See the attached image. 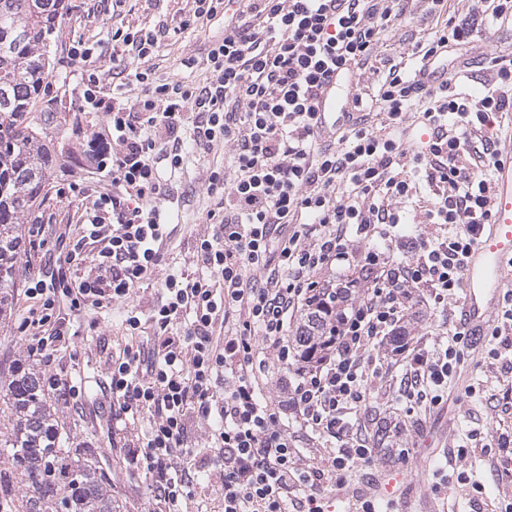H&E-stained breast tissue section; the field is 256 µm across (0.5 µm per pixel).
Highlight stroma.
I'll list each match as a JSON object with an SVG mask.
<instances>
[{"instance_id":"stroma-1","label":"stroma","mask_w":512,"mask_h":512,"mask_svg":"<svg viewBox=\"0 0 512 512\" xmlns=\"http://www.w3.org/2000/svg\"><path fill=\"white\" fill-rule=\"evenodd\" d=\"M70 9L56 34L55 65L48 87L31 114L33 125L50 133L56 126L73 123L101 125L100 112L80 109V67L69 49L77 42L94 50L96 73L104 92L121 85L125 101L141 93L140 84L131 81L135 62L125 56H113L112 34L116 29L152 28L166 25L165 37L149 66L154 80H181L195 85L205 82L206 54L209 45L223 38L224 20L215 18L200 28H182L181 22L193 6L192 0H118L113 13H101L95 0H69ZM425 8L423 0H408L412 19H400L377 46L372 57L357 71L351 93L371 99L376 92L374 71L384 60L413 63L417 44L428 38L431 29L418 16ZM494 56L512 58V25L485 23L477 37L452 52L448 64L459 75V90L491 87L495 71L489 60ZM195 58L194 67L185 59ZM63 166L47 187L40 205L29 216L32 224L45 227L46 237H54L86 218L84 189L111 188V177L97 172L87 159L88 145L71 139L58 144ZM228 160L223 144L207 152L189 150L184 165L171 169L160 163V176L172 193L169 206L171 234L161 246L165 263L160 273L143 282L127 307L82 309L72 321L73 333L58 344L52 358L30 355L21 342L17 327L28 315L29 301L24 286H17L12 320L0 325V372L12 366L30 367L42 376H57L60 387L47 390L46 399L58 412V430L70 448H91L101 457L102 466L112 477V497L123 512H152L154 505L143 470L130 465L126 451L112 436V402L100 390L106 379L113 354L127 338L123 324L125 308L148 312L163 293L166 273L193 274L191 243L205 229L207 213L216 204L207 192L209 171L223 170ZM70 188L71 194L58 198L57 188ZM455 303L437 311L418 305L413 327L417 337L434 343L456 323ZM399 367L380 370L369 377L371 397L357 412L356 428L368 447L371 461L358 464L347 493L364 491L390 494L396 512H491L492 505L512 503V456L502 453L492 434H512V372L502 361L488 355L486 346L465 348L464 363L448 389V400L437 406L411 405L400 385ZM81 387L77 397L63 396L69 386ZM467 445L466 457H458L457 448ZM407 449V460H399V449ZM442 465L465 478L443 489H435L431 472Z\"/></svg>"}]
</instances>
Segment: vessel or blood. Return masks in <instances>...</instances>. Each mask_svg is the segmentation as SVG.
I'll use <instances>...</instances> for the list:
<instances>
[{
	"label": "vessel or blood",
	"instance_id": "vessel-or-blood-1",
	"mask_svg": "<svg viewBox=\"0 0 512 512\" xmlns=\"http://www.w3.org/2000/svg\"><path fill=\"white\" fill-rule=\"evenodd\" d=\"M341 89H330L322 120L340 129L350 120L349 113L336 109ZM495 172L494 212L483 225L472 248L462 276V295L457 304L459 320L469 338L482 336L502 295L512 289V135L498 151Z\"/></svg>",
	"mask_w": 512,
	"mask_h": 512
}]
</instances>
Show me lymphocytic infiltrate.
I'll use <instances>...</instances> for the list:
<instances>
[{
    "label": "lymphocytic infiltrate",
    "instance_id": "1",
    "mask_svg": "<svg viewBox=\"0 0 512 512\" xmlns=\"http://www.w3.org/2000/svg\"><path fill=\"white\" fill-rule=\"evenodd\" d=\"M401 0H193L183 27L224 18V37L206 59L209 76L191 86L156 82L134 71L145 91L134 102L104 95L86 48L82 97L104 112L98 131L112 190L95 195L77 237L47 242L35 230L30 250L52 248L47 278L27 288L39 315L18 327L49 326L40 346L66 336L71 309L125 303L159 268L168 226L158 165L179 168L185 144H223L230 170L210 172L207 190L220 197L192 246L195 277L169 274L147 318L130 311L128 340L113 358L105 388L112 428L130 462L143 466L157 506L176 512L196 496L209 473L224 512H288V492L302 490L304 512H322V491L343 486L373 451L354 437L349 416L366 403L370 348L391 341L407 393L440 405L463 359L465 330L454 328L435 348L407 338L404 324L423 301L447 304L461 288L464 260L492 214L498 154L491 138L474 141L490 115L512 112V61L498 64L493 89L478 95L433 84L419 69L393 64L377 78L371 103L352 97L356 118L343 131L323 125L319 100L330 79L354 81L367 58L404 12ZM435 30L419 44V61L446 62L470 44L477 19L512 18V0H470L450 19L448 0H425ZM374 107L372 129L362 116ZM197 114L188 120L187 111ZM429 127L423 151L408 143L414 124ZM422 169L437 193L430 223L456 225L451 235L403 231L400 204L410 174ZM314 232L304 229L305 223ZM88 264L85 278L70 268ZM358 267L359 277L331 284L321 274ZM344 303L336 332L310 359L293 360L288 326L317 297ZM154 336L143 344V322ZM285 392L279 404L264 390ZM145 434H137V422ZM206 425L205 438L196 429ZM337 441L328 466L295 465V428Z\"/></svg>",
    "mask_w": 512,
    "mask_h": 512
}]
</instances>
